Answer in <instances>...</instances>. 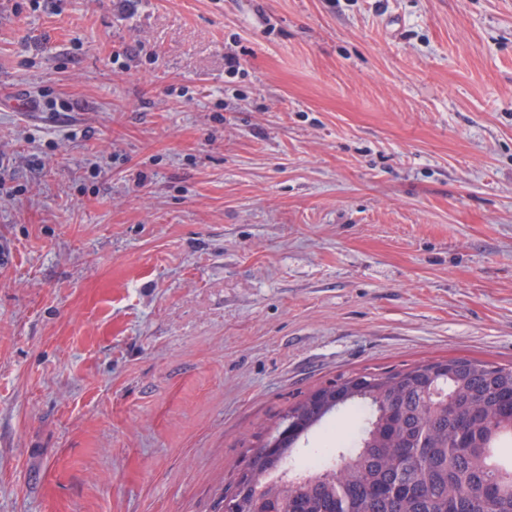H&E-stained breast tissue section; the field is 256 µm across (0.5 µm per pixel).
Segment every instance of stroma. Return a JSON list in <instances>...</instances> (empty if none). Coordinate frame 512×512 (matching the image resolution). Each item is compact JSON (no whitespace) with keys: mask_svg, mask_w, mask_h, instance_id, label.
<instances>
[{"mask_svg":"<svg viewBox=\"0 0 512 512\" xmlns=\"http://www.w3.org/2000/svg\"><path fill=\"white\" fill-rule=\"evenodd\" d=\"M0 512H219L295 397L512 365V0H0Z\"/></svg>","mask_w":512,"mask_h":512,"instance_id":"stroma-1","label":"stroma"}]
</instances>
